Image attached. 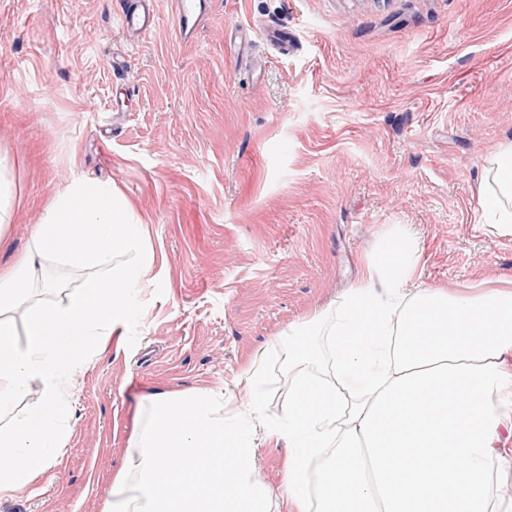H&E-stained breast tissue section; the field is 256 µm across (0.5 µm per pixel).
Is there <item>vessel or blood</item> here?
I'll use <instances>...</instances> for the list:
<instances>
[{"label": "vessel or blood", "mask_w": 512, "mask_h": 512, "mask_svg": "<svg viewBox=\"0 0 512 512\" xmlns=\"http://www.w3.org/2000/svg\"><path fill=\"white\" fill-rule=\"evenodd\" d=\"M116 5L117 25L129 47L138 45L154 31L161 7H168L174 30L183 39L195 36L210 9L209 0H168L164 6L160 5L159 0H116ZM226 37L238 60L244 62L256 77L262 75L268 63L266 56L257 54V43H265L282 55L288 54L296 46L293 34L273 24L258 29L238 26L227 30Z\"/></svg>", "instance_id": "1"}]
</instances>
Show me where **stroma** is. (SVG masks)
Here are the masks:
<instances>
[{
  "mask_svg": "<svg viewBox=\"0 0 512 512\" xmlns=\"http://www.w3.org/2000/svg\"><path fill=\"white\" fill-rule=\"evenodd\" d=\"M115 10L0 0V169L15 189L0 265L77 184L112 185L152 253L124 348L73 339L85 372L40 495L0 512H103L142 396L234 383L251 354L280 415L274 336L348 288L396 229L424 248L426 283L512 279V236L477 223L475 192L486 153L512 141V0H212L190 42L165 14L127 52L131 92L112 70ZM271 20L298 45L270 53L256 83L224 31ZM85 275L42 262L33 294L67 302Z\"/></svg>",
  "mask_w": 512,
  "mask_h": 512,
  "instance_id": "35a3bbf8",
  "label": "stroma"
}]
</instances>
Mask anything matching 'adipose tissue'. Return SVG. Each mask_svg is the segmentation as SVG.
Segmentation results:
<instances>
[{"label":"adipose tissue","instance_id":"ef3b65f1","mask_svg":"<svg viewBox=\"0 0 512 512\" xmlns=\"http://www.w3.org/2000/svg\"><path fill=\"white\" fill-rule=\"evenodd\" d=\"M477 184L480 221L512 235V142ZM146 227L111 188L74 186L50 202L30 250L0 268V500L29 488L66 440L83 363L60 343L78 328L121 349L129 292L151 267ZM134 264L107 267L116 247ZM105 266L66 303L29 308L25 343L11 312L38 260ZM424 251L409 232L383 242L328 308L277 334L287 345L288 405L264 415L266 368L252 355L224 388L161 391L128 440L105 512H270L258 449L281 448L286 512H512L501 478V429L512 430V280L448 286L417 275ZM42 407L15 410L33 381Z\"/></svg>","mask_w":512,"mask_h":512}]
</instances>
